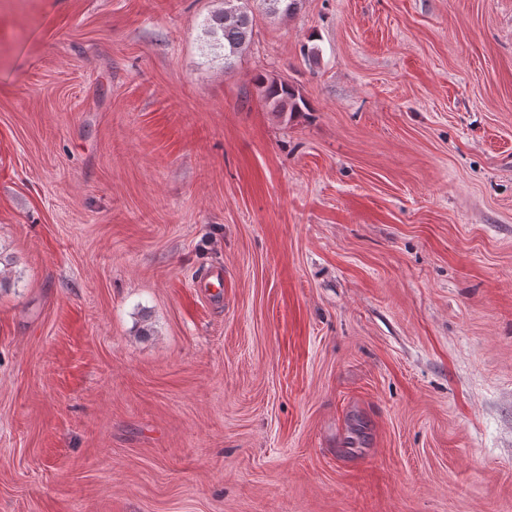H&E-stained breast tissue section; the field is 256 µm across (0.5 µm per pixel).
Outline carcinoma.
<instances>
[{
	"label": "carcinoma",
	"mask_w": 512,
	"mask_h": 512,
	"mask_svg": "<svg viewBox=\"0 0 512 512\" xmlns=\"http://www.w3.org/2000/svg\"><path fill=\"white\" fill-rule=\"evenodd\" d=\"M262 2L267 5L268 13L289 16L301 8L303 0ZM202 36L207 55L224 59V69H231L252 41L253 16L247 0H224V7L205 19ZM259 88L263 100L281 115L307 109L304 99L286 82L261 78Z\"/></svg>",
	"instance_id": "carcinoma-1"
}]
</instances>
